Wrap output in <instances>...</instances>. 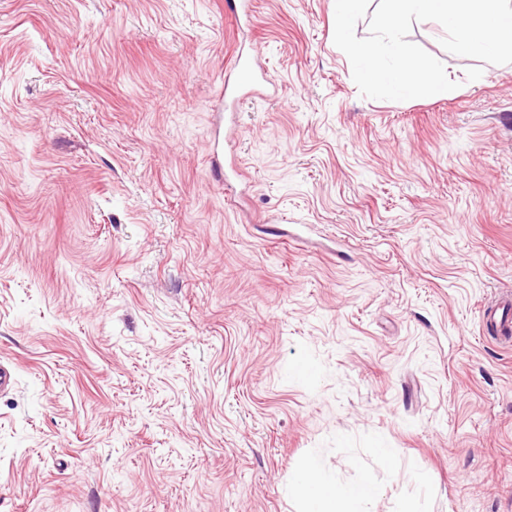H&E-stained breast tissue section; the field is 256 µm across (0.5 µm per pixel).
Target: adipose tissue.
<instances>
[{
  "mask_svg": "<svg viewBox=\"0 0 512 512\" xmlns=\"http://www.w3.org/2000/svg\"><path fill=\"white\" fill-rule=\"evenodd\" d=\"M296 490L302 512H369L368 506L377 495L372 482L337 483L313 460L300 468Z\"/></svg>",
  "mask_w": 512,
  "mask_h": 512,
  "instance_id": "1",
  "label": "adipose tissue"
}]
</instances>
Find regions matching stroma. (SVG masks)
<instances>
[{
  "instance_id": "obj_1",
  "label": "stroma",
  "mask_w": 512,
  "mask_h": 512,
  "mask_svg": "<svg viewBox=\"0 0 512 512\" xmlns=\"http://www.w3.org/2000/svg\"><path fill=\"white\" fill-rule=\"evenodd\" d=\"M253 9L0 0V512H300L310 458L512 512V64L416 22L457 89L370 99L330 0ZM233 80L224 83V97L236 94L237 100L254 97H263L264 93L259 89L263 83L270 84L266 73H258L253 63L242 56H237L232 66ZM511 307L512 300L506 295L483 311V320L498 328L501 334L499 337L504 341L512 337L508 336L512 332V319L509 314Z\"/></svg>"
}]
</instances>
